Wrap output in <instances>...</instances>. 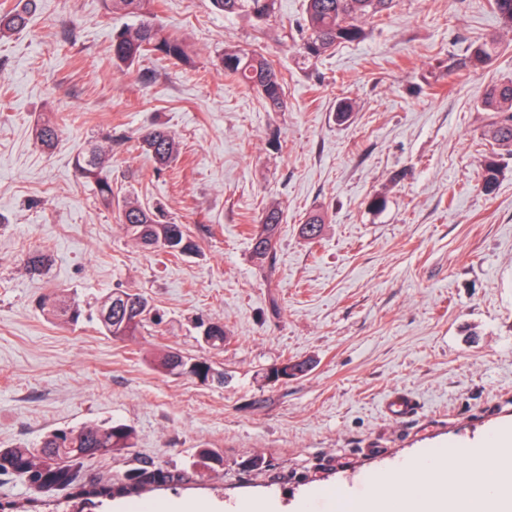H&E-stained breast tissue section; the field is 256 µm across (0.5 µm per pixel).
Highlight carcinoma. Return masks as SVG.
Listing matches in <instances>:
<instances>
[{
    "label": "carcinoma",
    "mask_w": 512,
    "mask_h": 512,
    "mask_svg": "<svg viewBox=\"0 0 512 512\" xmlns=\"http://www.w3.org/2000/svg\"><path fill=\"white\" fill-rule=\"evenodd\" d=\"M157 0H104L108 13L121 12L133 17L136 23L112 35V62L130 67L147 55L159 56L178 63H188L186 44L165 32L156 12ZM213 8L224 15L245 13L259 22L270 20L277 0H210ZM396 0H305L302 37L298 52L306 59H316L340 43H353L366 36L364 23L369 19L390 14ZM495 13L506 27L512 29V0H490ZM37 6L36 0H14L12 7L0 11V37L28 28ZM496 41L474 42L469 45L468 64L473 68L486 66L498 53ZM224 73L257 89L265 106L277 112L284 105L285 86L280 73L262 53L247 51L236 46L224 48L218 58ZM484 109L494 113L490 134L497 149L512 159V78L487 86L481 97ZM36 142L45 149L54 146L60 136V123L52 119L39 121L34 129ZM143 147L162 167L172 163L178 153L175 137L159 127L149 128L141 135ZM108 153L92 144L81 150L75 159L76 171L94 180L100 201L112 205V181L104 174ZM502 172L501 161L492 156L485 161L482 173L483 187L490 191ZM121 227L129 240L144 248H160L171 256L193 250L186 227L167 219L161 206L143 207L124 202L119 211ZM282 221L281 209L272 205L259 215L258 231L252 238V259L263 269L272 266ZM323 217L313 214L302 225V234L310 240L320 236ZM41 306L67 323L79 320L82 310L74 300L48 296ZM112 308L106 320H99L105 335L117 341L133 340L151 321L152 306L149 299L134 290L114 292L100 302L98 313ZM202 335L210 349H222L228 337L224 325L208 324ZM154 366L164 374L196 379L204 384H224V372L205 358H187L174 351H164L154 358ZM308 361L284 360L282 366H273L266 377L278 379L279 371L298 378L310 372ZM135 431L132 426L113 420L90 423L75 430H56L47 434L35 448L17 446L0 448V475L19 474L26 478L29 488L36 494L73 485L83 460L94 455H110L134 447ZM178 471H162L140 467L128 476L122 488L132 494L138 488L152 484L178 483ZM77 495L86 500L110 499L115 495L106 485H82Z\"/></svg>",
    "instance_id": "1"
}]
</instances>
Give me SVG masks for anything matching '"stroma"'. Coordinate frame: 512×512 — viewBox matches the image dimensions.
<instances>
[{
  "label": "stroma",
  "mask_w": 512,
  "mask_h": 512,
  "mask_svg": "<svg viewBox=\"0 0 512 512\" xmlns=\"http://www.w3.org/2000/svg\"><path fill=\"white\" fill-rule=\"evenodd\" d=\"M157 14L194 67L114 65L112 33L133 20L105 14L102 0H38L30 29L0 39V448L112 419L134 428L135 446L85 460L80 483L184 468V481L134 502L235 512L266 500L297 512L306 500L308 512H338L337 492H364L374 470L511 427L512 159L486 192L494 147L480 99L512 78V32L487 0H398L363 41L312 61L293 47L303 0H277L265 29L209 0H158ZM492 37L497 55L469 70L468 46ZM229 45L263 50L281 72V111L217 68ZM343 99L353 111L340 124ZM48 115L62 132L46 150L33 128ZM153 126L179 144L170 168L142 148ZM107 135L116 205H163L193 252L132 245L116 205L76 173L77 153ZM272 204L282 222L265 272L251 233ZM314 213L316 243L301 233ZM36 251L49 260L40 274L26 263ZM127 288L163 321L122 342L90 314ZM52 294L76 299L86 319L64 324L37 307ZM200 318L223 324L224 350L201 346ZM162 349L210 358L224 385L157 372ZM286 358L314 368L264 380ZM398 397L412 413L387 412ZM201 448L222 464L193 467ZM32 497L53 512L72 491L37 498L0 475V502Z\"/></svg>",
  "instance_id": "35a3bbf8"
}]
</instances>
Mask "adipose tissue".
Masks as SVG:
<instances>
[{"label":"adipose tissue","instance_id":"ef3b65f1","mask_svg":"<svg viewBox=\"0 0 512 512\" xmlns=\"http://www.w3.org/2000/svg\"><path fill=\"white\" fill-rule=\"evenodd\" d=\"M468 467L456 471L450 459ZM369 490L344 496L350 512H512V432L499 429L483 448H435L367 477Z\"/></svg>","mask_w":512,"mask_h":512}]
</instances>
